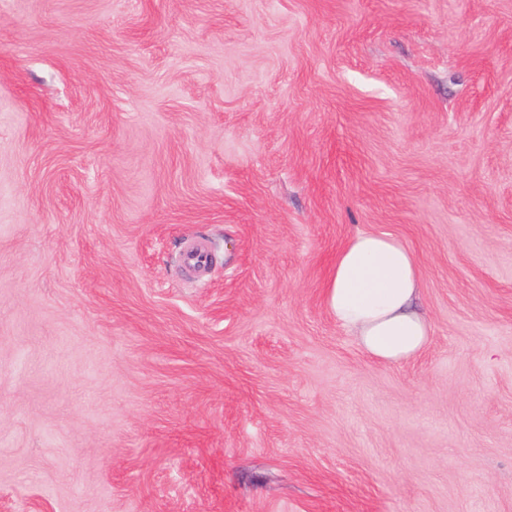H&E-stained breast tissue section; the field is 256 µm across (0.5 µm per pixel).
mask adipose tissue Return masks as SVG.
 <instances>
[{"label": "adipose tissue", "instance_id": "ef3b65f1", "mask_svg": "<svg viewBox=\"0 0 512 512\" xmlns=\"http://www.w3.org/2000/svg\"><path fill=\"white\" fill-rule=\"evenodd\" d=\"M420 287L416 259L404 242L360 232L337 253L325 301L366 355L393 365L416 356L429 341L430 323L415 305Z\"/></svg>", "mask_w": 512, "mask_h": 512}]
</instances>
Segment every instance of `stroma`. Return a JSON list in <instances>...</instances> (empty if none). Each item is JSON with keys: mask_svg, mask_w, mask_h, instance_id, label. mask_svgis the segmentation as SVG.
Segmentation results:
<instances>
[{"mask_svg": "<svg viewBox=\"0 0 512 512\" xmlns=\"http://www.w3.org/2000/svg\"><path fill=\"white\" fill-rule=\"evenodd\" d=\"M0 512H512V0H0ZM420 272L401 240L358 232L336 254L325 301L336 324L371 359L404 362L428 344L430 323L415 302Z\"/></svg>", "mask_w": 512, "mask_h": 512, "instance_id": "stroma-1", "label": "stroma"}]
</instances>
